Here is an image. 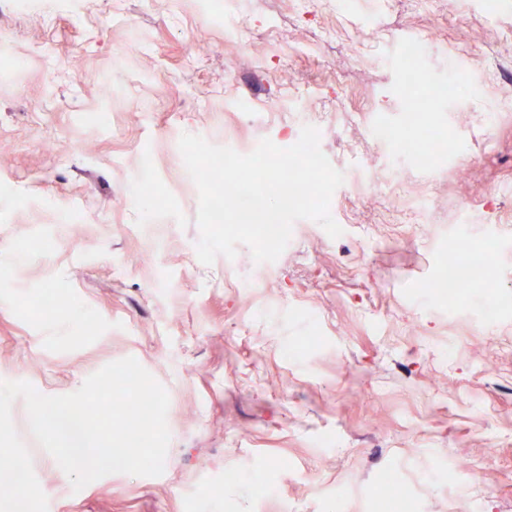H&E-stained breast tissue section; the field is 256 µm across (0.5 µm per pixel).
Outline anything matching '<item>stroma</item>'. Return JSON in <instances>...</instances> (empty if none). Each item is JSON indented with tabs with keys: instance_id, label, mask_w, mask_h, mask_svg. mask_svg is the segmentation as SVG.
Instances as JSON below:
<instances>
[{
	"instance_id": "35a3bbf8",
	"label": "stroma",
	"mask_w": 512,
	"mask_h": 512,
	"mask_svg": "<svg viewBox=\"0 0 512 512\" xmlns=\"http://www.w3.org/2000/svg\"><path fill=\"white\" fill-rule=\"evenodd\" d=\"M218 2L220 26L193 0L0 11V381L67 395L132 357L170 398L163 473L78 491L15 400L42 491L56 512H368L388 470L420 512H512V313L486 316L512 298V0ZM409 43L428 82L467 72L427 114L450 157L371 137L408 121ZM304 97L319 105L301 115ZM306 125L344 175L342 235L300 220L275 262L241 245L203 265L181 134L256 144ZM371 157L404 190L434 186L430 223L401 194L357 198ZM488 238L464 300L420 292L457 240ZM47 287L53 315L31 308ZM463 464L472 479L449 487Z\"/></svg>"
}]
</instances>
